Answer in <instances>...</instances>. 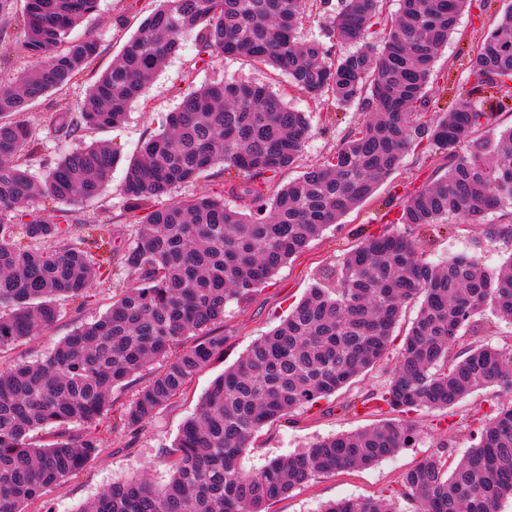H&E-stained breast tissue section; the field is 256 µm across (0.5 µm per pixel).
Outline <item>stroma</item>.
I'll return each instance as SVG.
<instances>
[{"label":"stroma","instance_id":"obj_1","mask_svg":"<svg viewBox=\"0 0 512 512\" xmlns=\"http://www.w3.org/2000/svg\"><path fill=\"white\" fill-rule=\"evenodd\" d=\"M511 4L512 0H492L488 16L483 21L477 20L470 12L460 15L456 32L437 54L434 71L438 79L447 80L457 91L466 89L467 75L458 67V60L480 39L484 27L493 26ZM155 7V0H98L96 12L76 27L74 33L78 36L93 34L100 43L101 53L68 90L40 98L23 113V121L35 134L45 136L59 108L76 107L97 77L121 54L142 19ZM23 36V28L16 22L0 31V81H10L19 73L35 67V59L24 56L20 50ZM197 40L196 32L182 35V50L171 56L155 74L145 97L129 106L121 125L82 135L86 142L110 141L120 152L122 161L113 168L111 181L99 198L74 203L71 209L87 223L104 216L111 217L112 238L117 245L131 243L137 229V217L128 210L122 192L127 162L136 157L146 139L161 131L166 115L179 106L189 88L223 78L265 83L275 92L286 93L296 109L309 113L310 140L296 163L276 178L275 183L279 186L298 177L334 151L358 118L357 112L351 108L339 109L331 117H324L323 113L314 110L303 93L289 87L287 77L272 68L257 66L246 58L223 56L211 59L207 64H199L195 58ZM443 162L440 155L425 161L416 153H408L397 170L378 185L373 197L348 212L340 224L313 239L301 254L282 266L256 296L228 304L224 322L219 326L225 337L223 355L197 373L187 392L161 409L140 428L136 436L113 431L107 419L91 428V435L99 441L95 458L76 475L49 488L43 505H31L28 512H77L81 505L117 481L133 478L152 485L166 483L170 477L166 453L184 421L196 412L213 380L233 365L254 339L277 326L315 279L338 266L344 253L357 245L365 234L385 226L405 193L427 181ZM498 220V214L492 213L482 224L449 226L447 234L424 240L421 247L423 256L438 262L464 253L486 269L496 270L512 257V239L492 238L486 233L488 225ZM90 293V298L82 306L64 298L58 299V316L52 327L1 350L0 366L44 358L76 326L104 313L115 293L111 277L105 275L97 279ZM395 361V355H388L350 388L300 410L288 419L265 426L251 439L241 458L242 469L247 472L260 470L274 458L305 448L315 440L377 423L378 415H355L347 411L346 405L350 400L382 388ZM443 417V412L438 410L414 413L418 432L414 447L401 449L367 468L316 476L271 503L268 512H318L323 504L330 501L376 496L381 490L395 485L404 472L443 446L447 447L450 457L461 458L473 441L466 432L443 425Z\"/></svg>","mask_w":512,"mask_h":512}]
</instances>
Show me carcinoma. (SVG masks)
<instances>
[{
	"label": "carcinoma",
	"mask_w": 512,
	"mask_h": 512,
	"mask_svg": "<svg viewBox=\"0 0 512 512\" xmlns=\"http://www.w3.org/2000/svg\"><path fill=\"white\" fill-rule=\"evenodd\" d=\"M0 0V26L22 17L21 51L37 66L0 83V350L47 330L56 300L86 301L102 271L120 267L128 283L97 319L77 326L41 360L0 368V512H26L47 490L82 470L98 448L91 427L113 416L132 434L224 353L214 333L232 300L260 291L310 241L373 195L413 151L448 161L409 191L388 226L347 253L332 283L318 282L203 396L184 421L161 487L115 482L79 512H267L313 477L371 466L412 446L411 415L448 411L486 385L512 392V345L460 344L486 315L512 322V260L490 272L465 254L434 264L418 232L488 225L512 239V127L480 136L512 100V8L467 61L468 89L449 112L430 113L428 85L438 50L464 10L484 0H400L392 18L381 0H341L322 34L300 28L308 0H159L120 58L77 107L55 115L47 136L71 140L121 124L155 72L199 30V61L244 57L288 77L314 104L334 100L360 112L336 150L267 195L263 186L303 152L310 121L259 84L218 81L187 92L162 131L129 164L122 191L141 218L134 241L112 244L104 224H78L69 210L32 208L39 198L71 203L98 197L120 153L92 142L61 155L36 179L24 157L39 149L16 119L34 101L69 88L100 53L98 39L71 31L97 0ZM357 51L330 59L331 44ZM223 167L235 203L200 196L156 205L204 171ZM403 229H398L397 225ZM41 239L43 250L27 243ZM418 310L388 382L346 408L382 416L369 428L320 439L245 473L239 459L263 427L350 387L386 356L406 307ZM188 336L199 340L183 347ZM161 364L157 371L155 364ZM139 384L112 409L115 392ZM474 444L448 466L440 452L405 472L397 487L366 499L332 501L320 512H501L512 499V405L481 401L451 423ZM60 430L38 445L32 433Z\"/></svg>",
	"instance_id": "1"
}]
</instances>
